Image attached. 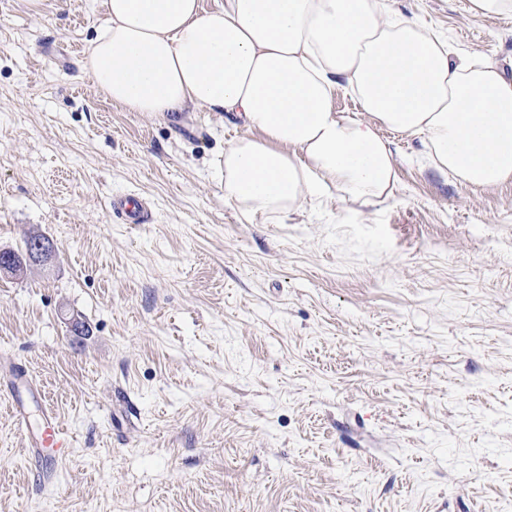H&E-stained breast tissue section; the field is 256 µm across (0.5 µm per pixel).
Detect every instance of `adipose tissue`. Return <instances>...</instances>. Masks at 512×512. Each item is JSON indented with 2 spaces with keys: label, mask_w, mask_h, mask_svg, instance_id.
<instances>
[{
  "label": "adipose tissue",
  "mask_w": 512,
  "mask_h": 512,
  "mask_svg": "<svg viewBox=\"0 0 512 512\" xmlns=\"http://www.w3.org/2000/svg\"><path fill=\"white\" fill-rule=\"evenodd\" d=\"M86 72L113 104L163 117L231 113L226 202L287 213L336 190L387 197L394 156L379 127L420 137L433 168L479 190L512 184V78L453 60L447 42L385 0H104ZM360 114L333 111L337 87Z\"/></svg>",
  "instance_id": "obj_1"
}]
</instances>
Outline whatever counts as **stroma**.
<instances>
[{
	"label": "stroma",
	"instance_id": "1",
	"mask_svg": "<svg viewBox=\"0 0 512 512\" xmlns=\"http://www.w3.org/2000/svg\"><path fill=\"white\" fill-rule=\"evenodd\" d=\"M390 3L512 76V15ZM105 20L0 0V250L57 248L0 274V512H512V185L471 189L384 128L387 198L249 213L212 176L241 121L92 86ZM124 193L152 223L113 218ZM13 397L70 434L55 474ZM40 235L29 236L24 241V250L27 251L30 239ZM45 238V237H43ZM43 238H34L30 244L29 252L27 251L26 257L32 261L48 262L52 259L55 252L54 245Z\"/></svg>",
	"mask_w": 512,
	"mask_h": 512
}]
</instances>
